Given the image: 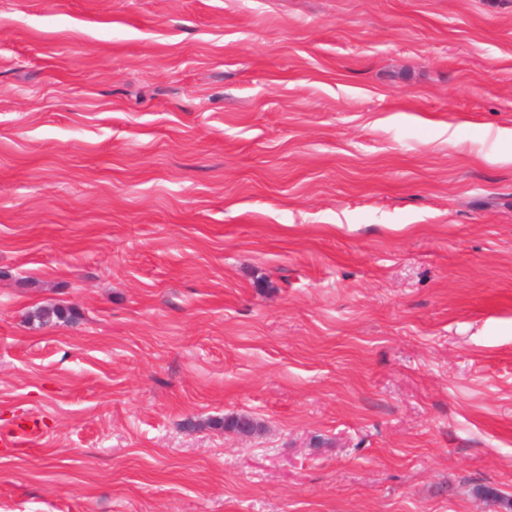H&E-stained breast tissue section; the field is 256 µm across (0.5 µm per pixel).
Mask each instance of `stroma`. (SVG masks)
<instances>
[{
  "label": "stroma",
  "instance_id": "1",
  "mask_svg": "<svg viewBox=\"0 0 512 512\" xmlns=\"http://www.w3.org/2000/svg\"><path fill=\"white\" fill-rule=\"evenodd\" d=\"M502 127L512 0H0V512H512ZM40 433L39 426L34 421H23L18 424L17 431L7 438L1 437L0 444L4 448L20 447L30 444Z\"/></svg>",
  "mask_w": 512,
  "mask_h": 512
}]
</instances>
